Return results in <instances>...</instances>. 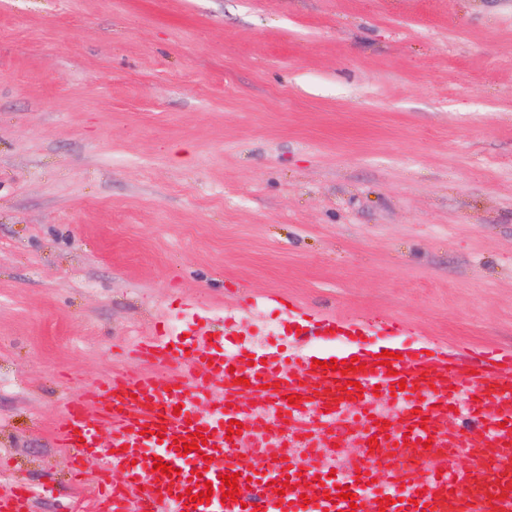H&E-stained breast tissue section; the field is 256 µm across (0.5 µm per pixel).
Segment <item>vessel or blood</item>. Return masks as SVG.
<instances>
[{
  "label": "vessel or blood",
  "instance_id": "obj_1",
  "mask_svg": "<svg viewBox=\"0 0 512 512\" xmlns=\"http://www.w3.org/2000/svg\"><path fill=\"white\" fill-rule=\"evenodd\" d=\"M281 306L289 326L309 340L340 339L337 353L315 350L299 354L271 346L252 353L226 352L222 332L201 325L189 338H155L136 345L135 359L150 372L112 377L91 397L66 402L56 434L62 446L94 455L99 482L95 499L100 512H257L251 490L271 482L289 483L272 512H512V351L488 348L460 364L442 345L428 350L405 348L389 365L377 362L376 350L353 354L350 342L370 333V324L337 314L312 316L297 304ZM359 357L364 369L340 373L330 360ZM251 396L253 405L243 404ZM212 405L199 413L198 402ZM292 422L302 409L316 412L332 441L343 437L338 422L346 407L364 413L362 439L377 438L375 455L386 462L381 478L370 479L371 466L358 461L349 471L353 486L371 485L369 495L348 502L338 496L335 479L319 463L300 464L283 453L263 456L262 469L241 475L228 438L231 421L244 430L258 426L255 405ZM393 407L390 417L378 414ZM473 418L467 445L473 462L451 465L444 457L454 440L436 431L452 424L457 408ZM109 442H102V429ZM205 438L200 451L182 453L180 444ZM172 466L173 475L155 471V460ZM122 483H110L114 473ZM237 474L238 499H223L222 479ZM211 487L209 501L193 494ZM32 489L0 496V512H30ZM389 505H382V498Z\"/></svg>",
  "mask_w": 512,
  "mask_h": 512
}]
</instances>
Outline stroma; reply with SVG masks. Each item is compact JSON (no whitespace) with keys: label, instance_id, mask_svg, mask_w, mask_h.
I'll return each mask as SVG.
<instances>
[{"label":"stroma","instance_id":"35a3bbf8","mask_svg":"<svg viewBox=\"0 0 512 512\" xmlns=\"http://www.w3.org/2000/svg\"><path fill=\"white\" fill-rule=\"evenodd\" d=\"M273 292L512 350V0H0V472L71 488L67 398Z\"/></svg>","mask_w":512,"mask_h":512}]
</instances>
